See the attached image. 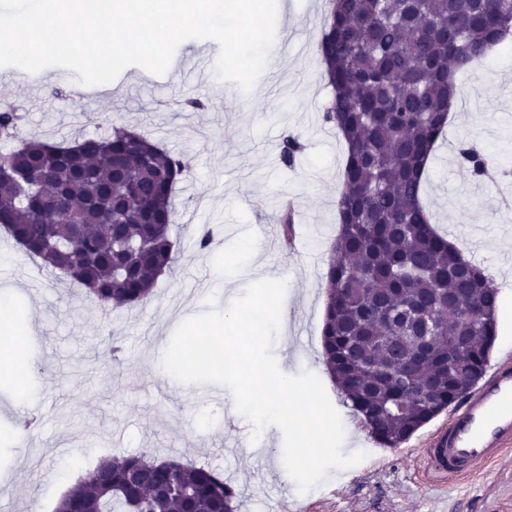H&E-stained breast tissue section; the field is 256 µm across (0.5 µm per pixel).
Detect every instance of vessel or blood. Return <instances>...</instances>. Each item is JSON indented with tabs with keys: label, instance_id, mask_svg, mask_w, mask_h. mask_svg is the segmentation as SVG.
Segmentation results:
<instances>
[{
	"label": "vessel or blood",
	"instance_id": "1",
	"mask_svg": "<svg viewBox=\"0 0 512 512\" xmlns=\"http://www.w3.org/2000/svg\"><path fill=\"white\" fill-rule=\"evenodd\" d=\"M512 450V356L469 387L453 412L419 451L427 483L470 478L478 465Z\"/></svg>",
	"mask_w": 512,
	"mask_h": 512
}]
</instances>
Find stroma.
<instances>
[{
  "label": "stroma",
  "mask_w": 512,
  "mask_h": 512,
  "mask_svg": "<svg viewBox=\"0 0 512 512\" xmlns=\"http://www.w3.org/2000/svg\"><path fill=\"white\" fill-rule=\"evenodd\" d=\"M267 66L251 93L182 73L171 86L147 84L141 67L79 101L72 79L49 76L35 90L0 83V109L22 116L20 137L57 142L104 134L112 125L136 128L191 172L173 196L171 234L178 261L136 307L102 306L58 278L0 231V310L28 334L16 379L0 363V506L5 512H54L71 479L108 455L150 450L158 457L207 464L239 490L238 512H512V452L476 474L443 486L426 485L416 452L445 420L438 415L398 448L380 445L344 402L322 363L324 281L338 232L336 195L345 146L324 120L330 89L318 44L329 0H281ZM462 106L448 123L427 172L424 201L439 232L448 233L481 265L500 294L490 360L512 354V46L457 76ZM195 98L201 108L186 106ZM289 136L303 145L292 166L279 147ZM475 146L494 170L490 179L460 167L463 144ZM294 205V242L279 243L278 207ZM211 232L209 251L198 236ZM254 239L241 245L242 234ZM285 280L289 312L274 354L288 374L314 372L344 428V453L366 452L358 465L329 470L309 492L284 485L283 435L267 426L251 442L243 416H232L227 388L170 385L161 357L181 322L205 311L208 294H234L255 269ZM122 351L111 357L109 336Z\"/></svg>",
  "instance_id": "1"
}]
</instances>
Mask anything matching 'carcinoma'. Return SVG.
<instances>
[{
    "label": "carcinoma",
    "mask_w": 512,
    "mask_h": 512,
    "mask_svg": "<svg viewBox=\"0 0 512 512\" xmlns=\"http://www.w3.org/2000/svg\"><path fill=\"white\" fill-rule=\"evenodd\" d=\"M318 49L324 120L347 145L330 249L322 355L363 426L398 448L487 369L499 293L430 222L424 175L457 74L512 36V0H330ZM19 116L0 112V140ZM471 176L487 161L463 151ZM189 166L118 127L0 152V228L99 304L147 301L177 261L172 196ZM283 246L294 210L280 209ZM108 224L117 225L110 233ZM219 471L144 451L105 458L55 512H236Z\"/></svg>",
    "instance_id": "1"
}]
</instances>
